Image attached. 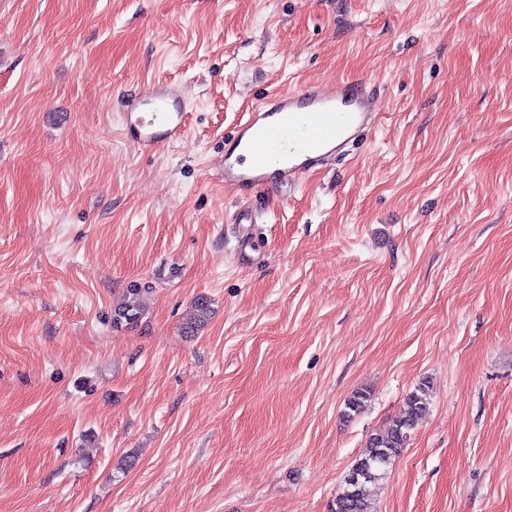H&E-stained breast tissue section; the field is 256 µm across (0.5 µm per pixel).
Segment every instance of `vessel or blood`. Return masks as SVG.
<instances>
[{
  "label": "vessel or blood",
  "mask_w": 512,
  "mask_h": 512,
  "mask_svg": "<svg viewBox=\"0 0 512 512\" xmlns=\"http://www.w3.org/2000/svg\"><path fill=\"white\" fill-rule=\"evenodd\" d=\"M372 95L361 79L279 90L255 100L231 139L241 154L225 153L224 186L244 193L277 189L334 159L374 122ZM186 102L171 83L139 91L126 114L133 144L151 152L183 138Z\"/></svg>",
  "instance_id": "b4317fda"
}]
</instances>
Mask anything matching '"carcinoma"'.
Returning a JSON list of instances; mask_svg holds the SVG:
<instances>
[{
  "label": "carcinoma",
  "mask_w": 512,
  "mask_h": 512,
  "mask_svg": "<svg viewBox=\"0 0 512 512\" xmlns=\"http://www.w3.org/2000/svg\"><path fill=\"white\" fill-rule=\"evenodd\" d=\"M143 288L130 289L131 301L114 311L113 323L133 325L141 315ZM206 300L197 303L195 313L183 326L184 333L193 336L204 328L210 317ZM430 382L424 381L407 397L403 410L381 431L371 435L366 452L352 465L345 487L333 499L330 512H373L370 502V486L385 478L390 465L407 447L411 431L422 420L427 409ZM370 394L357 391L346 401L345 415L361 413Z\"/></svg>",
  "instance_id": "1"
}]
</instances>
